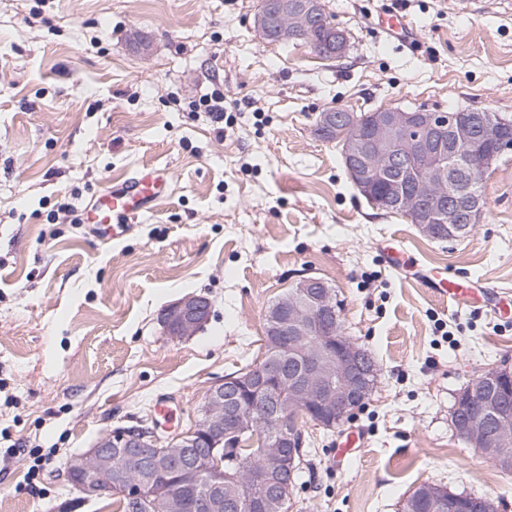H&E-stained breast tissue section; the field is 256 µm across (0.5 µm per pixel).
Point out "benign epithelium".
<instances>
[{
  "label": "benign epithelium",
  "instance_id": "benign-epithelium-1",
  "mask_svg": "<svg viewBox=\"0 0 512 512\" xmlns=\"http://www.w3.org/2000/svg\"><path fill=\"white\" fill-rule=\"evenodd\" d=\"M325 16L324 0H261L256 28L264 38L288 42L310 32ZM323 50L339 60L349 47L348 32L325 26ZM324 134L344 144V164L359 193L371 198L372 184L388 186L385 204L403 209L420 231L433 236L438 225L448 226L456 239L483 218L485 200L475 178L485 174L490 154L482 144L503 151L512 147L503 122L491 111L471 109L462 120L454 113L387 107L371 113L361 131L346 109L321 113ZM211 301L187 294L162 310L165 335L181 339L193 335L208 319ZM265 354L252 368L251 377H224L208 390L192 426L164 437L155 425L121 427L101 436L67 465V477L85 501L103 496L114 487L129 500L146 499V486L158 471H171L176 484L194 492L193 512H224L218 487L196 492L203 474L224 477L219 458L224 441L252 434L263 448V466H245L247 481L263 489L252 512H278L290 495L298 448L291 411L313 408V419L333 428L371 394L375 370L362 350L338 327L335 304L328 289L304 278L296 291L282 298L268 317L264 332ZM505 379L498 369H487L469 385L470 399L458 400L453 409L456 433L491 460L506 475L512 474V404L492 392ZM120 454L127 461L113 466ZM431 502L461 512H487L489 500L461 497L432 487Z\"/></svg>",
  "mask_w": 512,
  "mask_h": 512
}]
</instances>
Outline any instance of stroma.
<instances>
[{
  "label": "stroma",
  "mask_w": 512,
  "mask_h": 512,
  "mask_svg": "<svg viewBox=\"0 0 512 512\" xmlns=\"http://www.w3.org/2000/svg\"><path fill=\"white\" fill-rule=\"evenodd\" d=\"M325 2L350 36L339 61L264 40L260 0H0V512H115L66 483L68 459L156 419L159 399L162 428L188 429L210 387L261 355L268 306L304 276L335 289L378 380L340 428L308 426L289 512H398L424 483L512 512V475L451 423L472 378L512 370V315L439 300L385 254L512 289V150L483 181L482 223L439 243L369 205L312 133L334 108L512 120V0ZM383 9L413 23L416 51L377 29ZM215 91L221 129L198 105ZM146 165L166 199L102 237L95 202ZM190 293L210 316L168 339L160 313ZM349 429L363 440L340 467Z\"/></svg>",
  "instance_id": "stroma-1"
}]
</instances>
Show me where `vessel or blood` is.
Masks as SVG:
<instances>
[{"mask_svg": "<svg viewBox=\"0 0 512 512\" xmlns=\"http://www.w3.org/2000/svg\"><path fill=\"white\" fill-rule=\"evenodd\" d=\"M378 28L387 37L404 50H414L415 42L411 37V24L401 15L389 11H380ZM159 204V186L150 169L144 168L125 179L120 186L112 189L103 199L99 208L98 224L107 226L113 220H126L152 211ZM422 286L430 288L439 298L458 297L460 289L475 286V279L469 278L457 282L434 272H422L418 275Z\"/></svg>", "mask_w": 512, "mask_h": 512, "instance_id": "vessel-or-blood-1", "label": "vessel or blood"}]
</instances>
